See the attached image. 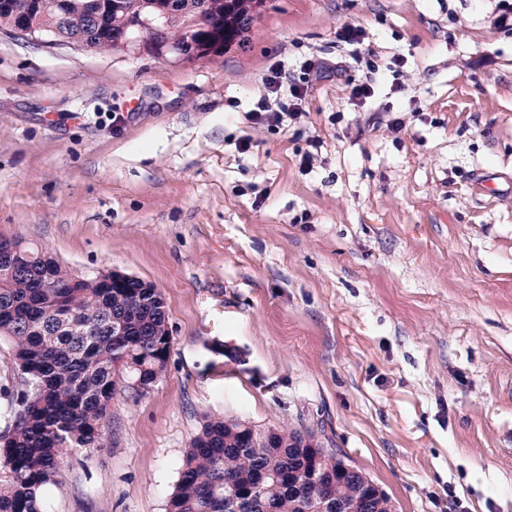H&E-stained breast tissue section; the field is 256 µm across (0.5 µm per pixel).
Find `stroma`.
Wrapping results in <instances>:
<instances>
[{
	"label": "stroma",
	"mask_w": 512,
	"mask_h": 512,
	"mask_svg": "<svg viewBox=\"0 0 512 512\" xmlns=\"http://www.w3.org/2000/svg\"><path fill=\"white\" fill-rule=\"evenodd\" d=\"M494 5L265 0L245 46L193 63L0 33V236L154 284L172 337L153 389L113 400L106 447L66 449L46 512H166L221 417L312 433L395 512H512V34ZM347 22L387 73L374 97L350 103L367 71L347 64L239 153L268 67L336 60Z\"/></svg>",
	"instance_id": "1"
}]
</instances>
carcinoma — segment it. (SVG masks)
<instances>
[{
  "label": "carcinoma",
  "instance_id": "cac0c4a2",
  "mask_svg": "<svg viewBox=\"0 0 512 512\" xmlns=\"http://www.w3.org/2000/svg\"><path fill=\"white\" fill-rule=\"evenodd\" d=\"M226 0H125L166 11L164 34L133 26L111 0H65L41 11L11 0L0 32L17 20L62 38L85 40L99 53L124 51L130 33L145 47L169 42L189 63L245 45L255 6ZM98 13V22L86 19ZM170 333L165 303L151 284L96 277L76 281L59 262L18 238L0 236V340L12 348L11 423L0 431V512H44V490L60 482L62 450L103 448L112 400L140 378L164 373ZM296 430L251 433L239 420L207 423L182 460L168 512H354L361 472Z\"/></svg>",
  "mask_w": 512,
  "mask_h": 512
}]
</instances>
